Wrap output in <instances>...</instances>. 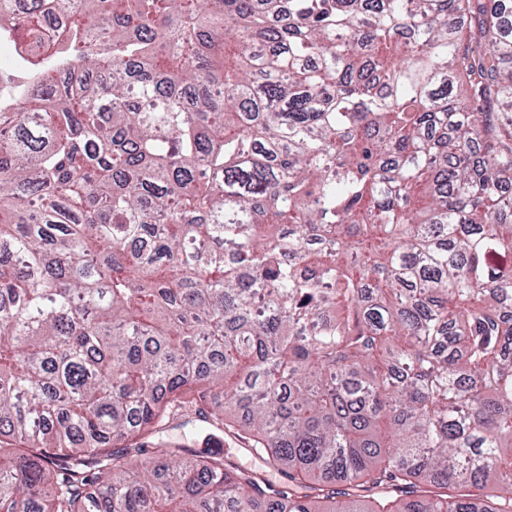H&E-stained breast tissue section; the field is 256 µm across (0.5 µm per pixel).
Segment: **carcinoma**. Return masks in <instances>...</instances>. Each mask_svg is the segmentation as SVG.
Returning a JSON list of instances; mask_svg holds the SVG:
<instances>
[{"mask_svg":"<svg viewBox=\"0 0 512 512\" xmlns=\"http://www.w3.org/2000/svg\"><path fill=\"white\" fill-rule=\"evenodd\" d=\"M16 2L0 512H512V0ZM195 416L194 414L190 416L193 422L185 427L179 426L184 419L174 421L163 430V435L174 440L185 435L188 437L192 436V448L196 450L221 445L224 451V458H229L240 468L263 474L273 484L280 483V475L267 469L262 457L254 456L249 451L247 445L236 439L231 433L225 432V429L224 432L219 431L208 423L200 421V418Z\"/></svg>","mask_w":512,"mask_h":512,"instance_id":"obj_1","label":"carcinoma"}]
</instances>
